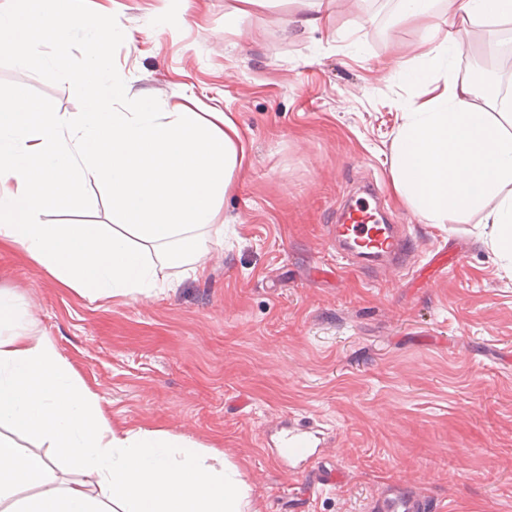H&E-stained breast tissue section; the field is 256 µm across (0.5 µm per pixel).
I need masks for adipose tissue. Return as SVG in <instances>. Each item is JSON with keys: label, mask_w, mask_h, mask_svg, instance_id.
<instances>
[{"label": "adipose tissue", "mask_w": 512, "mask_h": 512, "mask_svg": "<svg viewBox=\"0 0 512 512\" xmlns=\"http://www.w3.org/2000/svg\"><path fill=\"white\" fill-rule=\"evenodd\" d=\"M26 18L0 12V37L66 43L78 24L71 0H35ZM402 0L403 23L425 30L435 56L457 24L512 20V0ZM438 92L405 113L394 141L397 198L432 224H460L476 211L491 228L495 257L512 266V113L478 105L472 80L428 71ZM86 111H42L16 89L0 100V243L20 248L46 272L92 300L151 295L156 270L202 276L217 218L245 154L224 112L187 104L160 112L143 99L128 110L121 84L79 85ZM112 199V223L48 224L88 185ZM47 442L39 453L25 438ZM80 472L62 478L60 461ZM249 488L236 464L160 429L119 430L48 336L31 335L17 298L0 289V512H246Z\"/></svg>", "instance_id": "adipose-tissue-1"}]
</instances>
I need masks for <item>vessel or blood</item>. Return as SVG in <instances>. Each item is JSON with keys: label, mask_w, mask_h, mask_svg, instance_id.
I'll return each instance as SVG.
<instances>
[{"label": "vessel or blood", "mask_w": 512, "mask_h": 512, "mask_svg": "<svg viewBox=\"0 0 512 512\" xmlns=\"http://www.w3.org/2000/svg\"><path fill=\"white\" fill-rule=\"evenodd\" d=\"M336 241V256L347 265L362 262L382 265L397 274L414 269L418 248L404 233L402 225L376 223L369 202L356 203L342 224L332 230ZM275 440L282 462L298 461L303 471H313L318 453L308 438L307 426L296 422H279ZM365 512H444L443 507L432 502L422 491L393 483L377 497L367 501Z\"/></svg>", "instance_id": "b4317fda"}]
</instances>
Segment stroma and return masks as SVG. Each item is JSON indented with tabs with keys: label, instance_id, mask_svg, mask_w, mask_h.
I'll use <instances>...</instances> for the list:
<instances>
[{
	"label": "stroma",
	"instance_id": "1",
	"mask_svg": "<svg viewBox=\"0 0 512 512\" xmlns=\"http://www.w3.org/2000/svg\"><path fill=\"white\" fill-rule=\"evenodd\" d=\"M312 0H271L232 21L228 0H72L80 22L64 46L31 42L41 64L0 48V95L24 84L47 111L75 113V83L122 82L160 111L192 98L239 124L248 153L222 202L228 228L209 243L204 277L160 269L168 288L125 301L76 294L0 244V289L17 293L94 391L113 423L164 429L239 464L252 512H360L398 481L450 512H512V273L496 261L480 214L431 224L392 187L393 140L416 74L444 70L491 86L512 111V27L477 18L447 57L400 23L401 0H329L327 28L288 26ZM116 36L95 40L101 20ZM426 254L465 257L430 283L336 259L327 230L362 186ZM53 224L112 221L106 191L87 189ZM318 435L323 465L342 472L310 498L263 446L281 415Z\"/></svg>",
	"mask_w": 512,
	"mask_h": 512
}]
</instances>
